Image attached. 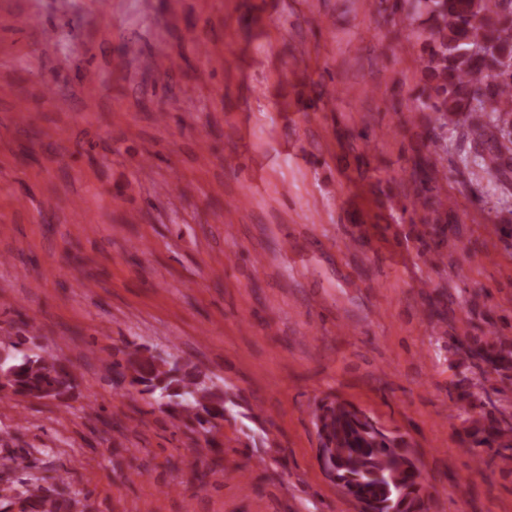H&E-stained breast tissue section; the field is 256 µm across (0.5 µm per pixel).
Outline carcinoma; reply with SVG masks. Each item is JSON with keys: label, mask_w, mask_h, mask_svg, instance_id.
Wrapping results in <instances>:
<instances>
[{"label": "carcinoma", "mask_w": 512, "mask_h": 512, "mask_svg": "<svg viewBox=\"0 0 512 512\" xmlns=\"http://www.w3.org/2000/svg\"><path fill=\"white\" fill-rule=\"evenodd\" d=\"M390 12L422 43L425 88L417 107L428 113V137L446 153L455 149L444 137L452 122L471 146L458 155L464 169L476 167L490 181L512 170V0H395ZM412 177L418 183L413 204L448 207L450 200L431 194L422 164ZM449 341L459 356L453 388L461 447L512 463V413L491 397L512 382V339L489 331L471 342ZM110 368L113 384L153 401L197 434L203 450L216 446L212 429L237 406L211 377L172 352L163 357L136 349ZM0 389L64 402L74 376L57 356L15 348L0 356ZM314 425L321 469L362 512H429V485L404 436L339 398L317 405Z\"/></svg>", "instance_id": "obj_1"}]
</instances>
